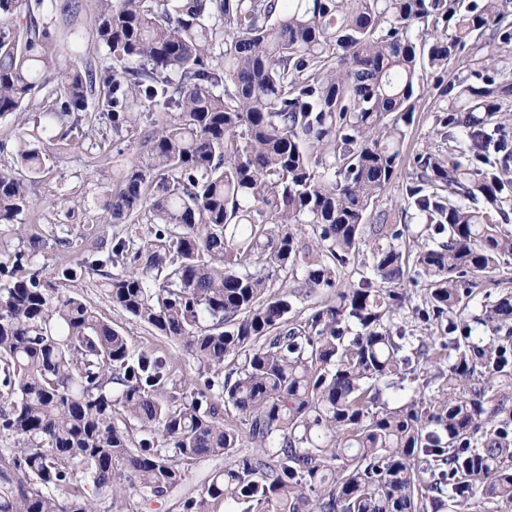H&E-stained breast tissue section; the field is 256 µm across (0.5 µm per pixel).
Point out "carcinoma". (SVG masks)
Returning <instances> with one entry per match:
<instances>
[{"mask_svg":"<svg viewBox=\"0 0 512 512\" xmlns=\"http://www.w3.org/2000/svg\"><path fill=\"white\" fill-rule=\"evenodd\" d=\"M99 2L111 63L82 73L60 68L35 17L77 4L0 0V119L55 74L43 128L103 154L138 136L102 204L114 224L153 225L165 248L121 238L57 275L102 276L112 305L212 378L172 380L43 276L31 238L0 268V512H101L172 491L212 457L231 463L184 512L511 507L512 290L486 288L512 259V0ZM427 71L440 145L413 160L396 218L376 203ZM93 92L109 137L69 120ZM12 155L0 226L31 208L18 171L38 178L49 160L21 127ZM409 217L444 239L403 246ZM406 280L423 290L412 307ZM303 289L336 294L299 318ZM408 307L428 341L396 322ZM244 437L258 453L240 452Z\"/></svg>","mask_w":512,"mask_h":512,"instance_id":"cac0c4a2","label":"carcinoma"}]
</instances>
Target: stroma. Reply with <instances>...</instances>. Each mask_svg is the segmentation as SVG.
I'll return each mask as SVG.
<instances>
[{
    "label": "stroma",
    "instance_id": "obj_1",
    "mask_svg": "<svg viewBox=\"0 0 512 512\" xmlns=\"http://www.w3.org/2000/svg\"><path fill=\"white\" fill-rule=\"evenodd\" d=\"M99 9L98 0H80L74 16L66 17L57 11L42 13L40 21L54 35V54L62 67L83 71L97 64L105 55L104 49L95 45L92 37V21ZM45 99L44 92H36L33 100L19 118L0 120V164L12 163V147L18 125H25L30 134L40 135L34 122ZM436 99L434 80L425 76L418 94L412 123L406 131L399 175L384 192L378 202L379 209L401 210L404 206L403 187L406 173L413 157L425 151L436 141L434 132L433 103ZM51 169L43 177L28 182L27 191L33 201L32 209L26 213L23 225L24 236L15 235L9 227H0V261H7L16 251L25 249L32 235L45 237L46 245L37 257L38 265L46 267L48 273L65 264L75 265L84 257L91 239L111 240L115 234H132L139 245L150 246L155 238L147 224H116L110 213L101 205V198L123 167L139 152L137 141H123L119 148L111 149L108 155L94 157L75 142L63 139L49 144ZM79 199L83 206L76 213H69L71 199ZM73 223L74 230L68 246H58L50 229L55 224ZM58 288L79 295L84 302L96 310L98 315L112 324L113 328L128 336L135 350H150L162 356L168 363L174 378L194 380L199 375L197 365L184 355L181 345L170 338L159 335L154 329L135 320L121 309L113 307L105 295L104 281L98 276L85 274L73 281L57 280ZM225 459L203 458L188 467L187 478L182 486L158 497L147 499L137 495L127 497L119 503L120 512H182L180 502L196 496L211 474L224 468Z\"/></svg>",
    "mask_w": 512,
    "mask_h": 512
}]
</instances>
